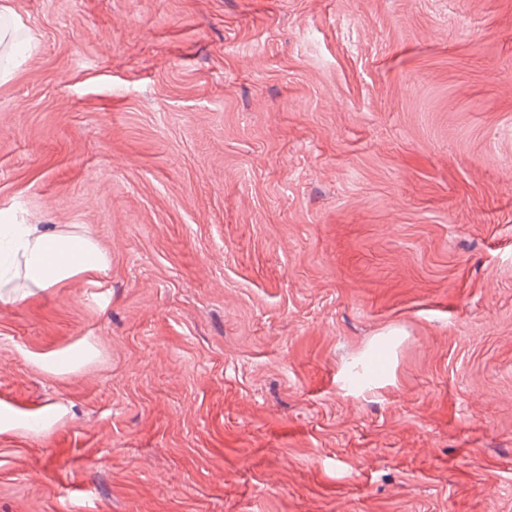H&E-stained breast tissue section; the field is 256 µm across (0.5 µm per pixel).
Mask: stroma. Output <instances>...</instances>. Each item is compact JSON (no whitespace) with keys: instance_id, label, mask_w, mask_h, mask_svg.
<instances>
[{"instance_id":"stroma-1","label":"stroma","mask_w":512,"mask_h":512,"mask_svg":"<svg viewBox=\"0 0 512 512\" xmlns=\"http://www.w3.org/2000/svg\"><path fill=\"white\" fill-rule=\"evenodd\" d=\"M7 2L0 512H512V0ZM11 20V12L4 2L0 4V80L6 81L12 74V61L15 54L19 52L23 41L17 40L14 33L10 32L9 22ZM103 255L86 236L43 231L38 224L0 225V303L16 300L7 288L23 272L36 288H51L79 272H99Z\"/></svg>"}]
</instances>
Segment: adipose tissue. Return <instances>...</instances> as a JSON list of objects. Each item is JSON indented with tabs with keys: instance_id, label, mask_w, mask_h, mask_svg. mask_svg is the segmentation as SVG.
I'll return each instance as SVG.
<instances>
[{
	"instance_id": "adipose-tissue-1",
	"label": "adipose tissue",
	"mask_w": 512,
	"mask_h": 512,
	"mask_svg": "<svg viewBox=\"0 0 512 512\" xmlns=\"http://www.w3.org/2000/svg\"><path fill=\"white\" fill-rule=\"evenodd\" d=\"M105 260L85 236L43 231L35 224L0 225V303L14 302L6 287L18 276L50 288L79 272L104 270Z\"/></svg>"
}]
</instances>
